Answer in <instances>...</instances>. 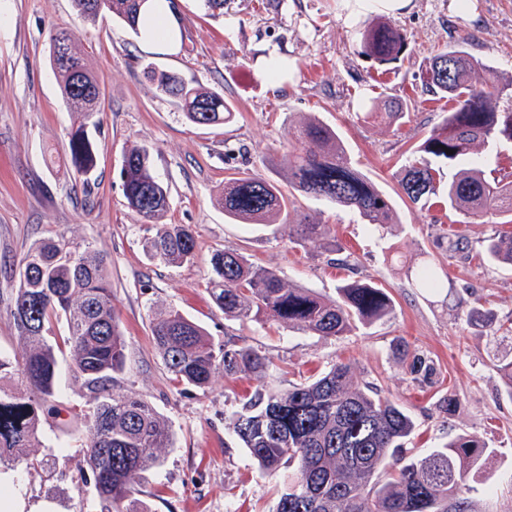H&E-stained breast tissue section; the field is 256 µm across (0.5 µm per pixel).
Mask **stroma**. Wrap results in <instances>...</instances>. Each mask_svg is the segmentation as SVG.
<instances>
[{"label": "stroma", "mask_w": 512, "mask_h": 512, "mask_svg": "<svg viewBox=\"0 0 512 512\" xmlns=\"http://www.w3.org/2000/svg\"><path fill=\"white\" fill-rule=\"evenodd\" d=\"M184 42L178 52L148 50L125 24L103 16L83 23L71 0H0V353L19 349L10 311L16 270L36 242L64 238L102 256L112 303L128 347L115 392H132L169 421L173 446L163 465L147 472L140 490L152 512H273L283 473L261 472L228 430L254 378L217 377L204 389L176 385L151 340L158 310L174 308L200 323L215 341L231 339L268 356L267 387L308 381L337 362L351 363L364 383L381 390L416 420L412 445L423 455L460 433L480 437L491 453L484 481L469 494L475 512H512V399L504 395L497 359H512V335L469 321L474 302L498 323L512 319V267L481 256L485 239L512 233V224L484 223L440 204L424 209L403 194L400 180L416 147L452 104L422 91L428 60L449 43L465 49L503 83L512 81V0H407L390 20L407 32L401 58L377 66L359 54L358 31L376 11L363 0H179ZM71 29L101 86V127L94 133L96 166L77 173L68 158L75 118L67 112L49 63L50 32ZM288 69L281 86L266 77L272 59ZM172 70L189 84L215 88L234 107L219 127L190 124L159 97L148 67ZM389 98L407 108L400 127L368 118ZM314 115L334 127L356 169L390 196L399 221L371 231L355 210L288 190L291 218L330 225L342 265L287 235L230 220L218 202L225 182L257 174L287 184L288 131ZM149 148L155 174L169 188L163 218L148 222L129 207L121 168L130 148ZM166 224L191 225L192 262L171 266L145 249ZM461 238L468 254L437 246ZM232 247L290 283L335 297L337 286L371 281L391 296L390 319L323 339L275 323L226 317L209 292L210 259ZM432 265L449 281L447 294L418 288L413 273ZM402 337L431 358L437 382L413 383L393 355ZM454 397L450 412L440 399ZM42 468L16 466L29 503L54 512H99L97 493L79 445L83 421L43 427Z\"/></svg>", "instance_id": "stroma-1"}]
</instances>
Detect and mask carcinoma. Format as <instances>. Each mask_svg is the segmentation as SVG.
<instances>
[{
  "label": "carcinoma",
  "mask_w": 512,
  "mask_h": 512,
  "mask_svg": "<svg viewBox=\"0 0 512 512\" xmlns=\"http://www.w3.org/2000/svg\"><path fill=\"white\" fill-rule=\"evenodd\" d=\"M79 19L94 23L109 15L138 31L136 19L146 0H72ZM70 42L73 63H51L62 99L78 115L69 149L77 172L95 166L91 130L98 117L100 86L84 63L75 34L59 28L50 41ZM407 33L379 17L364 28L360 54L380 64L400 59ZM488 77L478 83L475 73ZM156 90L174 99L186 120L200 126L228 122L232 106L224 93L189 85L177 73L152 70ZM425 90L454 102L442 123L419 145L417 158L401 179L403 194L418 204L437 192L433 162L457 167L448 180L443 203L476 218L512 223V181L488 178L489 145L512 142V83L499 84L482 62L457 44L435 54L426 69ZM371 116L397 125L403 105L384 102ZM291 149L284 157L288 184L297 191L356 210L371 226L396 224L391 199L353 167L336 131L311 118L288 131ZM129 207L144 219H158L169 208L167 187L153 174L149 151L133 147L121 169ZM289 198L281 185L260 175L232 178L224 184L221 204L232 220L262 224L273 233L288 230L301 247L331 254L341 251L327 224H282ZM196 239L185 224H167L148 239L150 256L181 265L195 256ZM485 259L512 266V235L492 236L483 245ZM11 315L20 352L0 354V465L37 463L34 452L45 447L41 426L66 413L85 422L81 448L93 477L100 512H151L140 495L143 475L159 467L173 447L168 421L136 394L114 393V374L126 362V340L112 305V288L99 253L64 239L39 242L22 257ZM210 293L227 317L256 323L272 321L324 339H336L357 325L390 318L393 301L372 282H351L337 297L298 288L275 271L255 266L236 249L213 254ZM418 287H444L437 271H415ZM65 321L67 335L51 342L55 324ZM152 341L172 380L205 388L219 373L226 377L266 378L272 361L250 346L231 340L217 343L203 327L178 310L161 311L151 323ZM68 353L69 369L93 394L82 408L64 410L54 403L59 355ZM392 352L412 380L435 383L433 361L411 351L396 338ZM416 429L413 418L395 401L372 390L346 363H336L313 381L271 390L259 384L243 399L231 419V433L258 468L276 473L294 468L274 512H469L464 494L469 479L482 474L488 445L475 435L459 434L441 448L417 456L406 442Z\"/></svg>",
  "instance_id": "cac0c4a2"
}]
</instances>
